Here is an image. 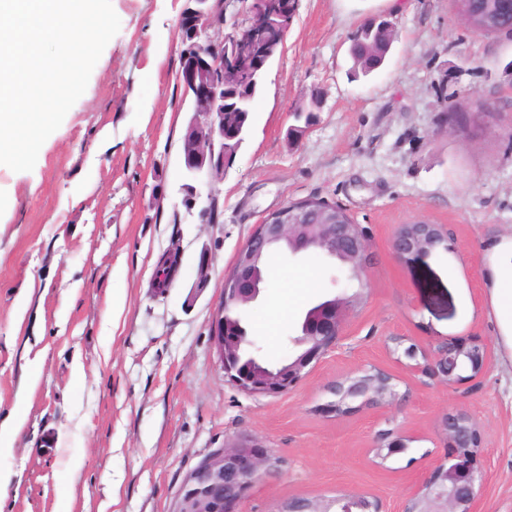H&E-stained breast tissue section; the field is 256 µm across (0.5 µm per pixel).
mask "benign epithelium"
I'll return each mask as SVG.
<instances>
[{"label": "benign epithelium", "mask_w": 512, "mask_h": 512, "mask_svg": "<svg viewBox=\"0 0 512 512\" xmlns=\"http://www.w3.org/2000/svg\"><path fill=\"white\" fill-rule=\"evenodd\" d=\"M230 0H190L176 26L182 66L178 81L191 96V115L181 143L186 174L197 179L224 178V87L249 71L253 56L266 59L284 48L296 10L293 0H238L242 19L224 23ZM442 224H401L391 247L399 260L428 254L445 241ZM274 245L297 254L312 246L332 258L342 257L360 278L368 277L372 256L366 230L347 212L329 203L308 199L269 213L238 250L232 268L224 275L222 303L212 322V340L224 369V378L238 390L261 397H279L294 390L325 355L345 336L349 317L363 295H340L326 303L302 325L295 355L288 362L267 368L258 360L247 365L253 342L243 325L224 327V308L255 301L262 281L253 277L254 265ZM423 362L411 366L422 377L454 388L482 375L489 366L490 349L479 341L448 340L422 354ZM332 399L320 407L324 414L343 416L358 407L391 405L399 399L394 377L381 368L358 369L327 386ZM448 453L422 479L402 512H479L488 474L482 464L484 447L477 422L465 411L443 419ZM375 457L385 462L406 451L400 438L382 434L373 446ZM280 461L255 435L237 434L221 448L201 459L181 487L176 512H240L253 485L279 468ZM278 512H382V506L364 495L343 493L324 503L294 498Z\"/></svg>", "instance_id": "7a95c632"}]
</instances>
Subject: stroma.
<instances>
[{
	"label": "stroma",
	"mask_w": 512,
	"mask_h": 512,
	"mask_svg": "<svg viewBox=\"0 0 512 512\" xmlns=\"http://www.w3.org/2000/svg\"><path fill=\"white\" fill-rule=\"evenodd\" d=\"M111 2L120 30L33 170L0 166V426L14 431L0 458V512H57L64 493L71 512H174L188 472L243 431L283 465L241 512L339 493L402 512L443 460L442 421L455 409L480 424L489 474L480 512H512V364L485 284L496 247L512 237V35L474 34L450 0H406L394 15L379 0H298L245 142L222 181L197 182L190 211L180 157L190 103L175 37L186 0ZM378 15L398 36L379 70L353 75L351 40ZM314 90L317 121L291 143L293 111ZM444 97L494 110L452 117L438 110ZM213 197L221 215L209 224L200 210ZM312 197L366 227V300L299 388L251 396L225 381L212 344L224 274L264 216ZM414 221L445 225L448 239L397 260L394 231ZM172 251L175 279L155 288L152 269ZM302 266L315 288L261 327L288 298L281 272ZM268 269L243 316L259 357L275 364L306 309L347 286L316 253L282 250ZM389 336L419 351L481 340L491 367L449 389L412 375L409 358L386 349ZM373 366L396 376L397 403L317 412L327 385ZM388 430L407 450L381 464L373 444Z\"/></svg>",
	"instance_id": "stroma-1"
}]
</instances>
